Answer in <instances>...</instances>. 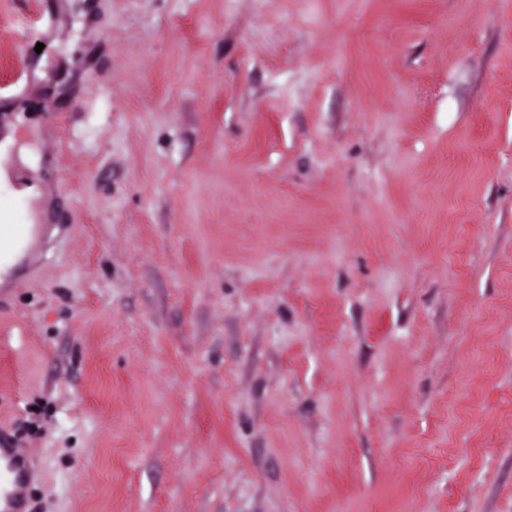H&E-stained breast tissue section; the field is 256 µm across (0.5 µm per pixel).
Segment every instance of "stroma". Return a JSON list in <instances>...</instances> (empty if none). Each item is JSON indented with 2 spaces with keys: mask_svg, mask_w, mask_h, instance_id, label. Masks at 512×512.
<instances>
[{
  "mask_svg": "<svg viewBox=\"0 0 512 512\" xmlns=\"http://www.w3.org/2000/svg\"><path fill=\"white\" fill-rule=\"evenodd\" d=\"M8 126L29 512H512V0H0ZM35 224H27V213L20 198L0 197V264L18 250L30 252L37 239Z\"/></svg>",
  "mask_w": 512,
  "mask_h": 512,
  "instance_id": "obj_1",
  "label": "stroma"
}]
</instances>
